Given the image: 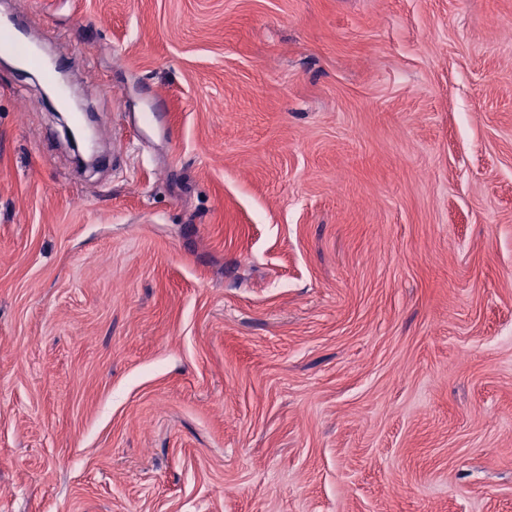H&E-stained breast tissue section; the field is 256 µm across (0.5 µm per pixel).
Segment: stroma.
Returning <instances> with one entry per match:
<instances>
[{
	"mask_svg": "<svg viewBox=\"0 0 512 512\" xmlns=\"http://www.w3.org/2000/svg\"><path fill=\"white\" fill-rule=\"evenodd\" d=\"M0 512H512V0H14ZM0 51L14 55L21 64L41 69L48 79H52L54 76L53 70L32 49L19 27H0Z\"/></svg>",
	"mask_w": 512,
	"mask_h": 512,
	"instance_id": "35a3bbf8",
	"label": "stroma"
}]
</instances>
